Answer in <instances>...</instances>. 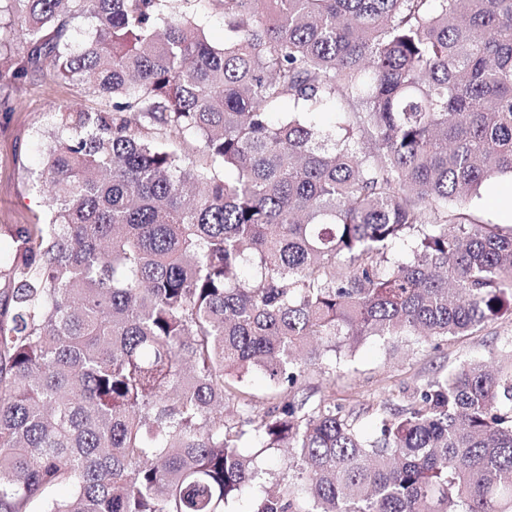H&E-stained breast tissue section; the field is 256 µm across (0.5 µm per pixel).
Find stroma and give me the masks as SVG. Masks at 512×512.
<instances>
[{
    "label": "stroma",
    "mask_w": 512,
    "mask_h": 512,
    "mask_svg": "<svg viewBox=\"0 0 512 512\" xmlns=\"http://www.w3.org/2000/svg\"><path fill=\"white\" fill-rule=\"evenodd\" d=\"M95 98L76 86L54 80L49 70L31 73L27 80H0V224H32L44 219L37 184L41 174V142L50 129L56 106L75 109L95 105ZM512 340V320L490 322L478 332L449 340L412 346L371 338L359 347L354 360L335 375H311L303 384L312 397L331 392L338 403L360 411L366 433H374L371 405L392 396L406 404L414 386L435 371L460 359L494 361L497 350Z\"/></svg>",
    "instance_id": "stroma-1"
}]
</instances>
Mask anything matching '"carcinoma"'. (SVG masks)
Masks as SVG:
<instances>
[{
  "instance_id": "obj_1",
  "label": "carcinoma",
  "mask_w": 512,
  "mask_h": 512,
  "mask_svg": "<svg viewBox=\"0 0 512 512\" xmlns=\"http://www.w3.org/2000/svg\"><path fill=\"white\" fill-rule=\"evenodd\" d=\"M194 2L0 0V79L106 101L54 112L49 222L0 224V512H512V342L371 436L301 394L512 318V226L468 207L512 177V0H209L221 45ZM208 0H197L195 12L197 23L204 29L207 38L212 43L224 42V23L219 15L212 12ZM263 466L272 472V474L267 479V485L271 483H276L281 480L283 477L287 478L288 471L285 470L283 465V448L279 449H271L267 450L263 453Z\"/></svg>"
}]
</instances>
